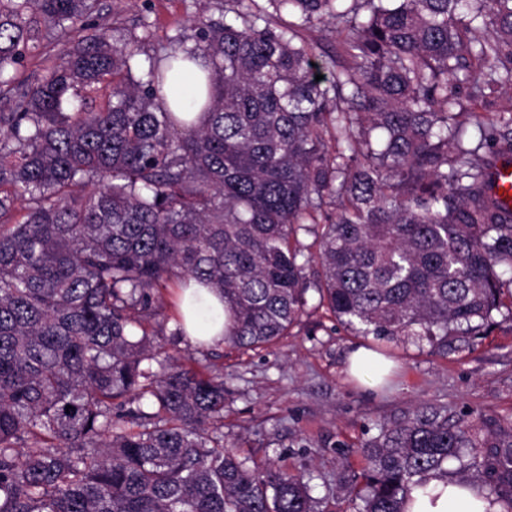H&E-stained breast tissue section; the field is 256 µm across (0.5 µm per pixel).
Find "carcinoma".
<instances>
[{"mask_svg":"<svg viewBox=\"0 0 512 512\" xmlns=\"http://www.w3.org/2000/svg\"><path fill=\"white\" fill-rule=\"evenodd\" d=\"M267 2L228 0L143 61L99 0H0V512H319L304 474L224 445L205 345L160 339L164 291L190 279L245 349L312 292L348 333L439 356L512 314V210L488 192L512 156V0ZM47 27L82 36L30 81ZM196 59L191 119L165 87ZM461 83L511 104L482 119ZM360 453L340 478L354 512H408L450 460L512 512V421L422 402ZM331 28L332 26L327 22L317 23L316 31L313 33L314 37L317 38L319 42V46L315 50L316 57L314 61L320 68L316 72L319 75H323V77L329 76V73L326 69L321 68L322 63L326 66L325 62L327 61V56L336 45V34L332 32Z\"/></svg>","mask_w":512,"mask_h":512,"instance_id":"obj_1","label":"carcinoma"}]
</instances>
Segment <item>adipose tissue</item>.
<instances>
[{
    "instance_id": "obj_1",
    "label": "adipose tissue",
    "mask_w": 512,
    "mask_h": 512,
    "mask_svg": "<svg viewBox=\"0 0 512 512\" xmlns=\"http://www.w3.org/2000/svg\"><path fill=\"white\" fill-rule=\"evenodd\" d=\"M176 311L192 344L219 341L224 331V305L209 288L191 282L178 294ZM410 512H505L502 504H488L485 490L448 477L430 478L414 487Z\"/></svg>"
}]
</instances>
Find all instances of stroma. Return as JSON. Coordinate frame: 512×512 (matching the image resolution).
Instances as JSON below:
<instances>
[{"label": "stroma", "mask_w": 512, "mask_h": 512, "mask_svg": "<svg viewBox=\"0 0 512 512\" xmlns=\"http://www.w3.org/2000/svg\"><path fill=\"white\" fill-rule=\"evenodd\" d=\"M102 7L98 22L113 39L139 36L142 56L160 57L172 39L190 34L193 16H223L225 0H102ZM493 321L486 334L445 357L389 345L393 367L383 385L348 373L350 352L366 339L310 305L276 346L221 347L224 442L241 456L305 473L324 512H338V476L362 468L359 448L375 423L423 401L447 404L453 414L475 409L512 420V316L497 312Z\"/></svg>", "instance_id": "obj_1"}]
</instances>
